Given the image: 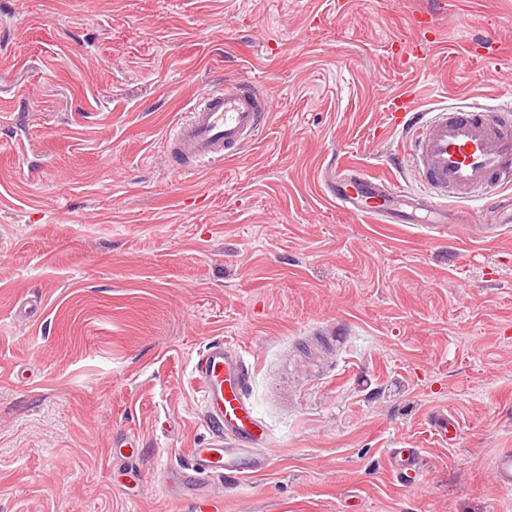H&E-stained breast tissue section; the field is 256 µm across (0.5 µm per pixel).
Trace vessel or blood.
Masks as SVG:
<instances>
[{
  "label": "vessel or blood",
  "instance_id": "1",
  "mask_svg": "<svg viewBox=\"0 0 512 512\" xmlns=\"http://www.w3.org/2000/svg\"><path fill=\"white\" fill-rule=\"evenodd\" d=\"M399 100L412 133L409 155L429 194L418 196L363 174L345 182L337 179L331 163L322 178L325 195L364 222L415 224L434 240L447 234L443 207L448 200H482L502 217L501 223L487 227L489 236L499 235L502 224H512V198L505 194L512 188V110L492 112L472 101L423 111L410 94H400ZM272 110L271 99L254 84L225 80L223 89L204 93L167 137L170 168L185 173L239 156L265 130ZM245 368L244 353L231 346L213 345L198 355L193 371L215 434L210 447L193 449L190 468L174 472L173 483L190 485L226 473L262 470V463L238 450L241 444L268 440L244 394ZM388 460L402 483L423 480L421 449L393 448ZM492 470L499 487L512 489L511 450L497 455Z\"/></svg>",
  "mask_w": 512,
  "mask_h": 512
}]
</instances>
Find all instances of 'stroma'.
Wrapping results in <instances>:
<instances>
[{
  "label": "stroma",
  "mask_w": 512,
  "mask_h": 512,
  "mask_svg": "<svg viewBox=\"0 0 512 512\" xmlns=\"http://www.w3.org/2000/svg\"><path fill=\"white\" fill-rule=\"evenodd\" d=\"M228 78L269 125L173 173L168 132ZM404 91L512 105V0H0V142L27 145L0 151V512H512V226L452 199L435 241L318 191L334 160L424 193ZM213 344L246 353L270 464L177 501ZM388 460L396 478L406 485L419 483L425 476L420 448H391ZM492 470L495 482L499 487L512 489V451L510 448L497 455Z\"/></svg>",
  "instance_id": "35a3bbf8"
}]
</instances>
